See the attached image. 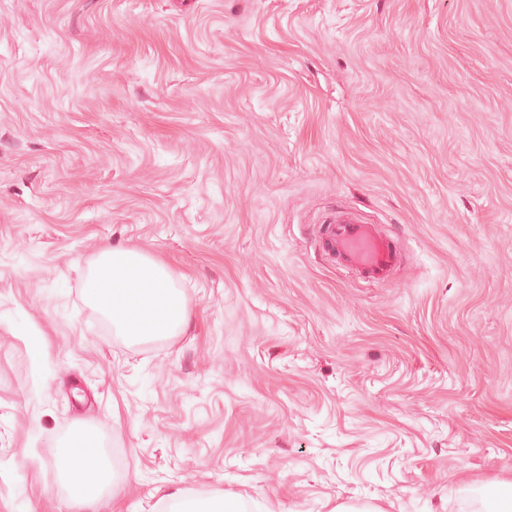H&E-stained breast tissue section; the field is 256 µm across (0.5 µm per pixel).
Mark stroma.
I'll list each match as a JSON object with an SVG mask.
<instances>
[{
	"mask_svg": "<svg viewBox=\"0 0 512 512\" xmlns=\"http://www.w3.org/2000/svg\"><path fill=\"white\" fill-rule=\"evenodd\" d=\"M398 234L371 288L319 240ZM191 310L132 345L102 245ZM120 452L93 507L68 426ZM512 479V0H0V512H477ZM84 292L113 332L133 344L175 336L190 317L167 263L134 247L101 248ZM176 505V512H241V502L236 497L198 498L183 491L171 492L164 498Z\"/></svg>",
	"mask_w": 512,
	"mask_h": 512,
	"instance_id": "stroma-1",
	"label": "stroma"
}]
</instances>
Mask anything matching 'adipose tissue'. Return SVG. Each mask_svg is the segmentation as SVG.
Instances as JSON below:
<instances>
[{"instance_id":"ef3b65f1","label":"adipose tissue","mask_w":512,"mask_h":512,"mask_svg":"<svg viewBox=\"0 0 512 512\" xmlns=\"http://www.w3.org/2000/svg\"><path fill=\"white\" fill-rule=\"evenodd\" d=\"M85 297L115 334L140 344L177 335L190 312L183 293L161 259L134 248L106 246L90 261ZM56 463L70 497L91 506L112 480V470L89 431L73 432L59 444Z\"/></svg>"}]
</instances>
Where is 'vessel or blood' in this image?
Segmentation results:
<instances>
[{
	"instance_id": "b4317fda",
	"label": "vessel or blood",
	"mask_w": 512,
	"mask_h": 512,
	"mask_svg": "<svg viewBox=\"0 0 512 512\" xmlns=\"http://www.w3.org/2000/svg\"><path fill=\"white\" fill-rule=\"evenodd\" d=\"M323 247L346 269L371 285L384 281L399 265L398 237L344 210L337 211L335 220L331 221Z\"/></svg>"
}]
</instances>
